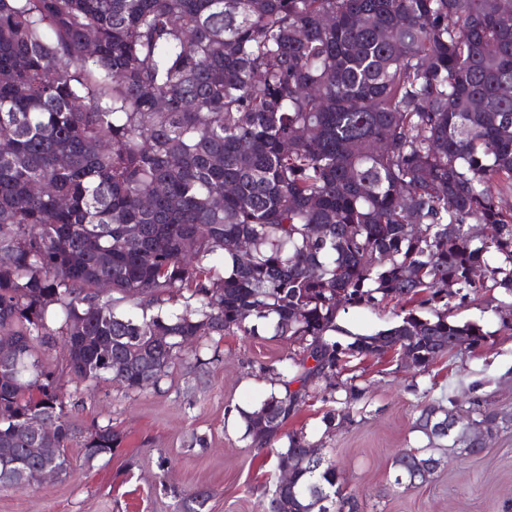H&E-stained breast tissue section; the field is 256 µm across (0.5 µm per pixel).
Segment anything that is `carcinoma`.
Returning a JSON list of instances; mask_svg holds the SVG:
<instances>
[{"instance_id": "1", "label": "carcinoma", "mask_w": 512, "mask_h": 512, "mask_svg": "<svg viewBox=\"0 0 512 512\" xmlns=\"http://www.w3.org/2000/svg\"><path fill=\"white\" fill-rule=\"evenodd\" d=\"M506 187L512 0H0V335L18 344L0 370L28 368L0 383V487L69 476L74 442L119 444L72 419L42 359L57 337L74 378L140 391L188 345L269 335L300 351L238 410L292 473L261 512H360L322 448L283 426L350 349L405 336L424 373L484 344L448 300L512 295ZM338 290L409 308L343 343ZM344 391L328 420L352 415L361 389ZM455 408L424 405L416 425L443 439ZM38 414L55 425L42 441L23 432ZM440 462L404 448L394 484Z\"/></svg>"}]
</instances>
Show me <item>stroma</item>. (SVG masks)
Returning a JSON list of instances; mask_svg holds the SVG:
<instances>
[{"label": "stroma", "mask_w": 512, "mask_h": 512, "mask_svg": "<svg viewBox=\"0 0 512 512\" xmlns=\"http://www.w3.org/2000/svg\"><path fill=\"white\" fill-rule=\"evenodd\" d=\"M400 313L395 304L351 307L338 323L370 334L395 325ZM448 318L477 323L487 343L442 357L425 373L393 354L352 359L332 378L337 392L317 388L285 426L323 446L362 512H512V296L497 289L450 303ZM290 350L285 340L229 335L218 350L182 354L157 386L135 392L105 378L62 376L72 418L111 425L121 443L91 461L71 447L75 470L67 478L0 487V512H188L198 490L210 493L201 512H260L273 459L244 438L238 411L270 392L271 369ZM351 379L362 390L353 419L328 425L325 415L340 411V386ZM476 399L501 415L485 449L446 460L419 488H395L397 452L428 444L415 427L422 405L453 400L466 408Z\"/></svg>", "instance_id": "1"}]
</instances>
